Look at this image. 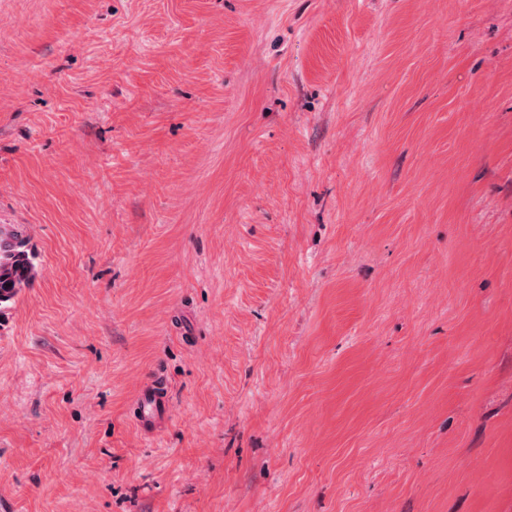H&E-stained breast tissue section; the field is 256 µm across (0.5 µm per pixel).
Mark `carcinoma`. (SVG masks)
Listing matches in <instances>:
<instances>
[{"instance_id": "cac0c4a2", "label": "carcinoma", "mask_w": 512, "mask_h": 512, "mask_svg": "<svg viewBox=\"0 0 512 512\" xmlns=\"http://www.w3.org/2000/svg\"><path fill=\"white\" fill-rule=\"evenodd\" d=\"M37 254L18 227L0 237V309L7 307L37 276Z\"/></svg>"}]
</instances>
